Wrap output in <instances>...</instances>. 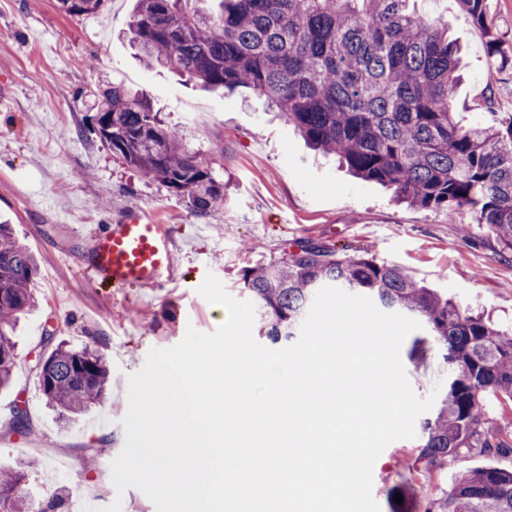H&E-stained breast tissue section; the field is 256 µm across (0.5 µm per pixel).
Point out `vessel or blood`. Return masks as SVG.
<instances>
[{"label":"vessel or blood","mask_w":512,"mask_h":512,"mask_svg":"<svg viewBox=\"0 0 512 512\" xmlns=\"http://www.w3.org/2000/svg\"><path fill=\"white\" fill-rule=\"evenodd\" d=\"M176 239L169 225L143 210H127L120 218L91 232L85 253L90 278L115 288H155L176 271Z\"/></svg>","instance_id":"1"}]
</instances>
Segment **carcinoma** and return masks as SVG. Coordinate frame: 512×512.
Returning <instances> with one entry per match:
<instances>
[{
  "label": "carcinoma",
  "mask_w": 512,
  "mask_h": 512,
  "mask_svg": "<svg viewBox=\"0 0 512 512\" xmlns=\"http://www.w3.org/2000/svg\"><path fill=\"white\" fill-rule=\"evenodd\" d=\"M106 0H57L67 15ZM138 0L129 35L148 68L164 67L204 90L249 88L275 107L313 149L335 154L356 177L376 181L409 205L471 213L502 252H512V113L461 125L453 88L461 58L448 25L411 0ZM486 35L488 57L503 53L488 0H459ZM96 134L143 176L204 216L224 205V182L164 123L144 95L121 83L100 90ZM37 263L0 223V388L18 366L13 332L34 306ZM244 290L265 315L273 343L297 335L324 286L365 294L427 327L415 361L433 350L448 365V391L421 424L416 463L440 470L462 453L512 454V324L496 326L420 285L402 266L357 250L299 241L280 260L243 273ZM37 376L49 406L67 418L100 405L110 366L99 349L57 345ZM55 490L38 496L28 472L0 469V512H57ZM423 512H512V470L487 466L457 476Z\"/></svg>",
  "instance_id": "obj_1"
}]
</instances>
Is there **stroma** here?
<instances>
[{
  "mask_svg": "<svg viewBox=\"0 0 512 512\" xmlns=\"http://www.w3.org/2000/svg\"><path fill=\"white\" fill-rule=\"evenodd\" d=\"M136 0H107L96 13L70 16L56 0H0V220L38 257L36 306L15 332L19 368L0 390V466L29 469L35 489H59L65 512H80L84 488L100 512H156L140 490L117 495L111 463L122 451L127 377L151 349L178 344L188 328L214 332L227 309L198 288L215 275L245 299V269L277 261L296 242L365 248L405 267L416 281L464 308L512 323V256L474 227L470 213L448 215L397 203L390 189L352 177L334 157L312 152L293 127L269 112L252 90L205 92L140 62L125 31ZM429 19L447 22L467 68L453 93L463 123L485 119V103L512 113V0H490L507 63L491 62L485 37L459 0H414ZM146 93L170 124L187 128L190 147L228 185L223 209L195 215L186 202L144 178L92 131L104 80ZM139 208L170 224L181 247L178 283L148 292L91 283L81 249L93 225ZM426 329L410 333L400 357L418 397L447 387L441 354L415 364L410 350ZM94 346L110 362L104 405L63 425L39 390L36 366L58 343ZM416 439L390 443L373 467L372 496L390 512L392 490L412 486L416 503L449 489L457 472L490 463L512 469V455L462 454L429 477L418 474Z\"/></svg>",
  "mask_w": 512,
  "mask_h": 512,
  "instance_id": "35a3bbf8",
  "label": "stroma"
}]
</instances>
